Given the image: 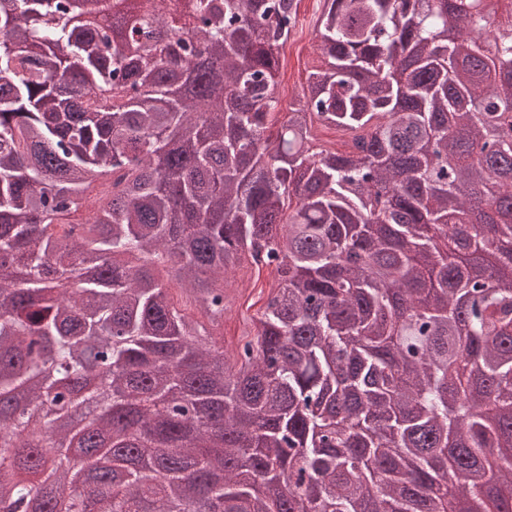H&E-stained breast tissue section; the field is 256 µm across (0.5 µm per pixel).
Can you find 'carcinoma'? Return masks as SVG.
Listing matches in <instances>:
<instances>
[{"label": "carcinoma", "instance_id": "obj_1", "mask_svg": "<svg viewBox=\"0 0 512 512\" xmlns=\"http://www.w3.org/2000/svg\"><path fill=\"white\" fill-rule=\"evenodd\" d=\"M96 2L0 0V503L512 512V221L472 220L512 201V13L323 0L273 131L298 0ZM245 259L278 281L230 355L188 308ZM68 396L124 474L93 498ZM314 144L317 150L344 153L350 150L351 141L348 135L332 127L318 126Z\"/></svg>", "mask_w": 512, "mask_h": 512}]
</instances>
